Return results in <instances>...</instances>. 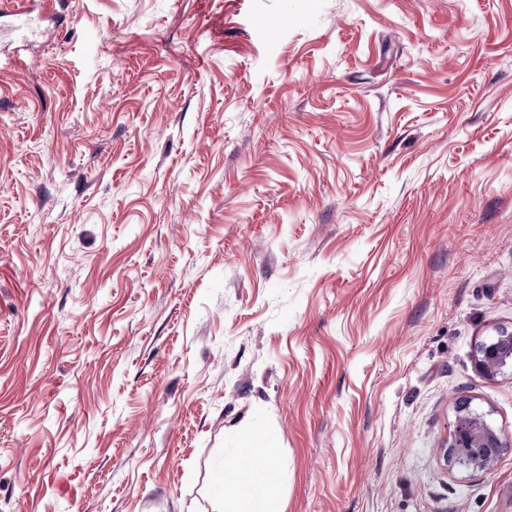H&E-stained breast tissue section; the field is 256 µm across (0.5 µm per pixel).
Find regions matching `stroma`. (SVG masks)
<instances>
[{"label":"stroma","instance_id":"35a3bbf8","mask_svg":"<svg viewBox=\"0 0 512 512\" xmlns=\"http://www.w3.org/2000/svg\"><path fill=\"white\" fill-rule=\"evenodd\" d=\"M0 5V512H512V0ZM497 342L480 347L476 354L478 367L486 374L493 375L503 370L505 358L512 349V331L501 328L497 331ZM507 447L504 435L485 417L470 409L456 416L448 443V461L472 471L489 470L498 460L501 448ZM453 448H471L470 453L458 456ZM273 453L270 436L262 430H253L244 438L239 453L224 463L212 486L213 495L221 497L224 489L231 487L241 504L235 512H275L257 483V475L266 472Z\"/></svg>","mask_w":512,"mask_h":512}]
</instances>
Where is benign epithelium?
Masks as SVG:
<instances>
[{
	"mask_svg": "<svg viewBox=\"0 0 512 512\" xmlns=\"http://www.w3.org/2000/svg\"><path fill=\"white\" fill-rule=\"evenodd\" d=\"M497 336V342L480 347L476 354L478 367L489 375L503 370L505 358L512 352V331L501 328ZM505 447L504 435L482 414L469 410L456 416L448 443V461L472 471H486L497 462Z\"/></svg>",
	"mask_w": 512,
	"mask_h": 512,
	"instance_id": "1",
	"label": "benign epithelium"
}]
</instances>
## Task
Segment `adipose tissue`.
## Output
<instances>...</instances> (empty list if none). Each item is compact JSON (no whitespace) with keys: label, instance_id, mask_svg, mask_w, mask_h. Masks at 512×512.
<instances>
[{"label":"adipose tissue","instance_id":"obj_1","mask_svg":"<svg viewBox=\"0 0 512 512\" xmlns=\"http://www.w3.org/2000/svg\"><path fill=\"white\" fill-rule=\"evenodd\" d=\"M273 453L270 436L253 430L244 438L239 453L225 462L212 486L214 496H222L224 489L230 487L237 492L239 512H274L257 483L258 474L265 472Z\"/></svg>","mask_w":512,"mask_h":512}]
</instances>
